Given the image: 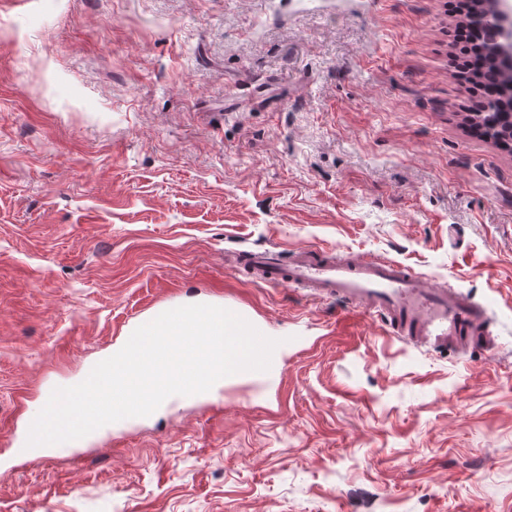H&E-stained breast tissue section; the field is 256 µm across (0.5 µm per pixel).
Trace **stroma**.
Returning <instances> with one entry per match:
<instances>
[{"label": "stroma", "instance_id": "stroma-1", "mask_svg": "<svg viewBox=\"0 0 512 512\" xmlns=\"http://www.w3.org/2000/svg\"><path fill=\"white\" fill-rule=\"evenodd\" d=\"M455 0H0V512H512V150ZM301 246L485 306L488 349L256 283ZM296 336L280 376L16 459L170 301Z\"/></svg>", "mask_w": 512, "mask_h": 512}]
</instances>
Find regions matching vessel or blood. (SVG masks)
I'll return each instance as SVG.
<instances>
[{
    "mask_svg": "<svg viewBox=\"0 0 512 512\" xmlns=\"http://www.w3.org/2000/svg\"><path fill=\"white\" fill-rule=\"evenodd\" d=\"M247 261L263 284L303 285L320 297H336L352 307L384 316L390 334L442 350L459 345L485 348L483 306L450 288L437 290L396 261L334 259L325 250L300 247L289 262L264 250Z\"/></svg>",
    "mask_w": 512,
    "mask_h": 512,
    "instance_id": "1",
    "label": "vessel or blood"
}]
</instances>
